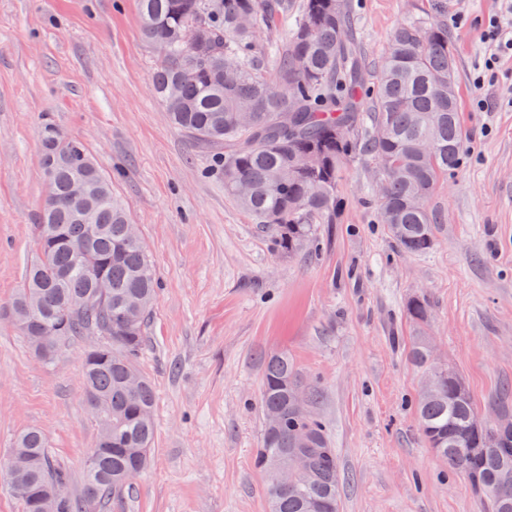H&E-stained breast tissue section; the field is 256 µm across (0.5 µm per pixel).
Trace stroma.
I'll return each mask as SVG.
<instances>
[{
	"label": "stroma",
	"mask_w": 512,
	"mask_h": 512,
	"mask_svg": "<svg viewBox=\"0 0 512 512\" xmlns=\"http://www.w3.org/2000/svg\"><path fill=\"white\" fill-rule=\"evenodd\" d=\"M355 48L382 61L403 22L432 0H352ZM499 0H448V29L467 135L461 166L429 200L428 253L401 251L376 221L367 161L346 162L335 223L303 252L276 251L269 231L224 193L211 170L223 147L192 141L155 98L157 52L137 0H0V512H22L6 477L23 430L43 431L80 495L98 426L81 384L89 339L36 358L9 305L36 252L45 196L41 130L84 142L137 224L159 282L141 371L155 390L149 467L105 512H267L254 458L264 423L261 354L285 352L318 392L311 410L336 450L340 512H483L460 473L426 447L414 402L425 374L407 361L415 336L462 377L482 416L512 386V58L497 66L485 112L473 73ZM424 300L418 325L406 305Z\"/></svg>",
	"instance_id": "1"
}]
</instances>
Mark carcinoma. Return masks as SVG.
Segmentation results:
<instances>
[{"label": "carcinoma", "instance_id": "1", "mask_svg": "<svg viewBox=\"0 0 512 512\" xmlns=\"http://www.w3.org/2000/svg\"><path fill=\"white\" fill-rule=\"evenodd\" d=\"M143 37L159 53L151 77L171 124L201 144L228 145L224 192L255 223L273 229L276 251L292 255L317 240L318 225L336 223V192L345 160L378 166L377 223L398 247L423 254L435 245V215L428 199L462 164L465 134L459 120L456 60L448 41V4L435 14L399 25L373 81L353 48L355 16L348 0H302L295 15L288 0H138ZM193 30L198 50L175 35ZM267 33L261 40L260 33ZM301 57L304 67L295 69ZM47 194L34 227L42 248L27 266L11 317L33 352L51 360L74 338L99 336L83 352L82 388L96 401L99 432L84 460L80 497L49 453L44 434L22 431L11 454L25 466L9 475L22 512H40L51 498L55 512H94L122 498L150 463L155 440L154 389L139 370L144 328L158 294L152 262L130 237V220L86 145L47 124L41 133ZM94 191L70 196L72 182ZM241 182L249 186L237 193ZM84 254L85 264L76 263ZM110 284L108 302L85 305ZM416 324L427 321L425 301L406 306ZM36 321L40 334L29 327ZM415 367L433 366L426 337L406 352ZM311 404L317 391L304 385L285 352L262 356L261 406L278 424L264 431L255 466L267 478V512H340L336 451L313 414L298 413L295 393ZM416 416L434 455L460 472L484 512H512V430L486 445L476 426V402L459 375L438 373ZM296 451L304 471L283 485L280 469Z\"/></svg>", "mask_w": 512, "mask_h": 512}]
</instances>
